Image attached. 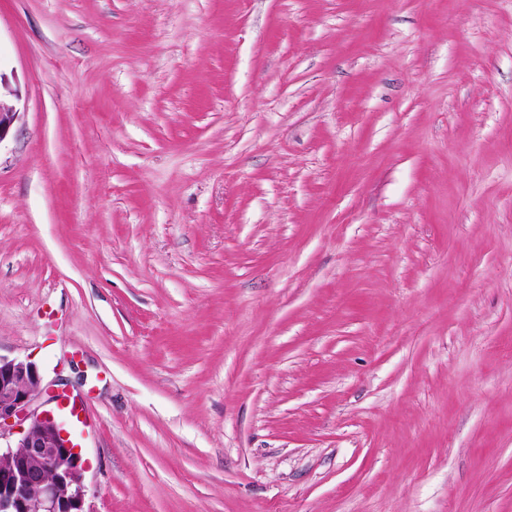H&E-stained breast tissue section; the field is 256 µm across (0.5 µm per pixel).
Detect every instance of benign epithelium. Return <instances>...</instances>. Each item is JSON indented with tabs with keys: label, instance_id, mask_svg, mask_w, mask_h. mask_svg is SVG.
<instances>
[{
	"label": "benign epithelium",
	"instance_id": "7a95c632",
	"mask_svg": "<svg viewBox=\"0 0 512 512\" xmlns=\"http://www.w3.org/2000/svg\"><path fill=\"white\" fill-rule=\"evenodd\" d=\"M17 117L0 97V143ZM41 391L34 363L0 358V440L20 434L16 446L0 450V512H87L78 449L62 423L31 410Z\"/></svg>",
	"mask_w": 512,
	"mask_h": 512
}]
</instances>
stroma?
I'll use <instances>...</instances> for the list:
<instances>
[{
  "mask_svg": "<svg viewBox=\"0 0 512 512\" xmlns=\"http://www.w3.org/2000/svg\"><path fill=\"white\" fill-rule=\"evenodd\" d=\"M0 89L87 512H512V0H0Z\"/></svg>",
  "mask_w": 512,
  "mask_h": 512,
  "instance_id": "stroma-1",
  "label": "stroma"
}]
</instances>
